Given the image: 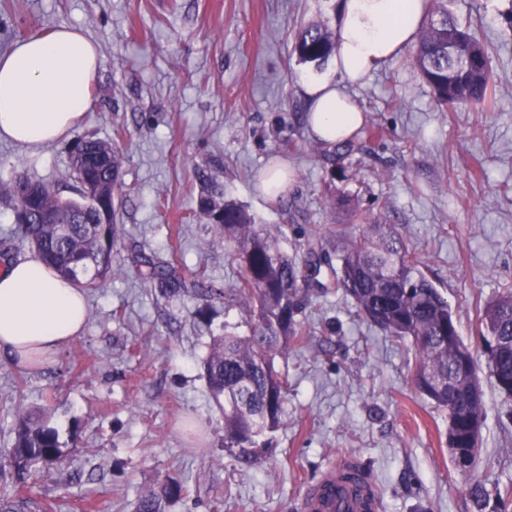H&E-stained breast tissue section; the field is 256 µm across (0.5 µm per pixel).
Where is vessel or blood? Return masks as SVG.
<instances>
[{"instance_id": "b4317fda", "label": "vessel or blood", "mask_w": 512, "mask_h": 512, "mask_svg": "<svg viewBox=\"0 0 512 512\" xmlns=\"http://www.w3.org/2000/svg\"><path fill=\"white\" fill-rule=\"evenodd\" d=\"M298 509L299 512H379L380 501L357 458L346 455L306 490Z\"/></svg>"}]
</instances>
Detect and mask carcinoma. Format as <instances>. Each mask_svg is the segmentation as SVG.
<instances>
[{
	"mask_svg": "<svg viewBox=\"0 0 512 512\" xmlns=\"http://www.w3.org/2000/svg\"><path fill=\"white\" fill-rule=\"evenodd\" d=\"M421 28L413 66L432 89L440 105L488 106L498 77L488 47L472 33V21L455 15L447 0H433ZM336 50L335 35L327 23H302L292 42L299 62L321 68ZM121 157L112 144L78 138L69 154V176L75 196L63 198L50 186L30 182L32 197L9 191L17 207L28 213L18 231L40 258L80 288L92 289L114 273L112 250L120 228L115 221L114 187L121 181ZM200 191L198 213L222 229L230 245L227 257L241 267L231 286L214 288L205 271L190 279L177 274L169 262L145 254L137 262L146 268V279L162 295L191 293L211 300L250 299L257 304V323L251 335L226 332L211 337L202 367L214 405L224 419V448L242 467L261 461L263 438L276 429L285 415L288 383L275 371L273 360L285 352L288 340L302 335L296 316L315 281L321 245H308L303 264L283 253L276 239L241 204L226 198L209 168L196 172ZM335 271L336 288L352 299L374 327L414 348L413 382L436 407L448 410L457 424L485 419L484 399H470L460 390L448 394V379L459 371L461 336L448 341L453 313L438 289L418 268L404 240L389 224L374 220L369 232L341 250ZM81 267L91 269L85 279L73 277ZM486 335L498 337L494 363L486 364L487 378L512 375V290L505 289L481 312ZM63 456L56 429L33 414L19 416L11 457L2 467L10 469L11 488L0 490V512H47L48 504L22 496L20 488L36 471L58 465ZM184 494L181 483L170 478L157 492L141 497L136 512H164L165 505ZM468 495L475 512H483L489 492L480 481L471 483Z\"/></svg>",
	"mask_w": 512,
	"mask_h": 512,
	"instance_id": "1",
	"label": "carcinoma"
}]
</instances>
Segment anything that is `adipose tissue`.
Instances as JSON below:
<instances>
[{"mask_svg":"<svg viewBox=\"0 0 512 512\" xmlns=\"http://www.w3.org/2000/svg\"><path fill=\"white\" fill-rule=\"evenodd\" d=\"M429 0H341L330 75L302 83L306 121L326 149L354 139L365 112L350 90L416 42ZM100 64L97 45L59 27L0 53V140L38 151L66 136L90 106ZM85 292L37 258L0 270V355L52 359L81 333Z\"/></svg>","mask_w":512,"mask_h":512,"instance_id":"adipose-tissue-1","label":"adipose tissue"}]
</instances>
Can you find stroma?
<instances>
[{
  "mask_svg": "<svg viewBox=\"0 0 512 512\" xmlns=\"http://www.w3.org/2000/svg\"><path fill=\"white\" fill-rule=\"evenodd\" d=\"M491 45L499 81L485 110L445 108L409 54L373 71L354 96L366 113L363 151L329 162L306 125L291 53L294 28L335 19L336 0H0V51L66 25L102 56L91 105L67 137L30 155L0 141V189L19 175L71 196L72 140L92 136L122 156L114 274L88 291L82 332L34 368L0 357V453L19 414L43 410L64 462L34 492L52 512H135L169 478L187 493L167 512H296L307 486L346 454L361 462L380 512H472L466 488L512 489V400L484 383L486 419L473 470L448 451V413L412 381L410 342L368 324L335 289L311 297L306 335L276 356L288 377L281 425L261 462L241 468L201 364L211 336L247 335L248 303L160 295L133 258L143 253L236 282L223 233L197 215V168L304 258L324 244L322 275L338 267L366 224L331 207L347 196L363 215L394 225L423 274L447 298L465 344L482 353L479 314L512 285V0H450ZM291 176L282 200L258 178L272 159Z\"/></svg>",
  "mask_w": 512,
  "mask_h": 512,
  "instance_id": "stroma-1",
  "label": "stroma"
}]
</instances>
